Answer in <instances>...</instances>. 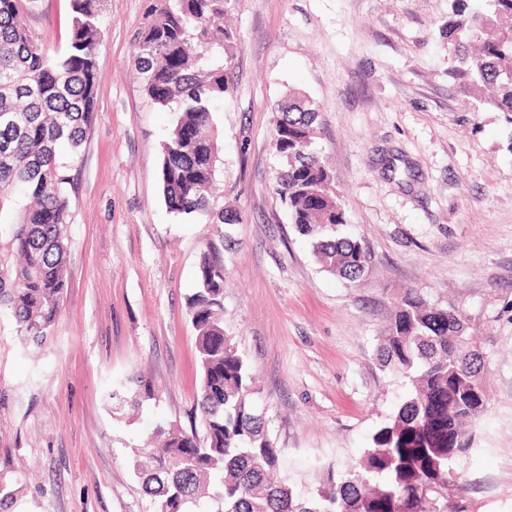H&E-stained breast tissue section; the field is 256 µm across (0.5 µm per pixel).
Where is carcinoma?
<instances>
[{"label":"carcinoma","mask_w":512,"mask_h":512,"mask_svg":"<svg viewBox=\"0 0 512 512\" xmlns=\"http://www.w3.org/2000/svg\"><path fill=\"white\" fill-rule=\"evenodd\" d=\"M27 0H0V224L11 229L22 263L0 272V310L37 346L51 334L68 288L67 163L62 142L78 148L94 123L96 48L103 36V0H70L65 50L51 55L26 24ZM232 0H152L133 46L145 94L160 107L177 105L163 144L160 180L170 212L202 214L234 224L213 194L219 169L213 112L229 89L224 29ZM468 10L455 0L448 21L454 75L483 85L487 102L512 123V0H483ZM273 149L274 189L317 262L350 282L368 268L365 246L336 237L347 223L323 158L312 148L318 108L290 93L279 104ZM224 264L201 256L198 285L188 298L200 367L197 396L204 435L158 426L160 448H137L132 465L154 512H459L448 491L452 461L471 447L465 426L488 406L487 356L468 335V318L409 289L394 304L380 349L381 366L408 387L393 422L343 470L326 469L316 495L298 494L280 470V450L252 406L244 356L224 334Z\"/></svg>","instance_id":"obj_1"}]
</instances>
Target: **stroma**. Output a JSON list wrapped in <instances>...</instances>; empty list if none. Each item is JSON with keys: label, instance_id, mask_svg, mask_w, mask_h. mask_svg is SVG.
<instances>
[{"label": "stroma", "instance_id": "35a3bbf8", "mask_svg": "<svg viewBox=\"0 0 512 512\" xmlns=\"http://www.w3.org/2000/svg\"><path fill=\"white\" fill-rule=\"evenodd\" d=\"M150 0H106L97 116L70 158L69 287L48 340L25 344L0 313V483L10 512H153L132 451L156 424L203 430L187 298L202 253L223 263L224 331L255 378L281 470L308 492L354 463L404 396L376 360L407 289L455 305L489 357L490 407L456 458L462 512H512V124L450 73L454 0H233L231 81L213 115L218 189L236 224L164 202L162 144L176 115L145 95L132 38ZM29 29L63 49L69 0H32ZM319 110L315 146L346 204L339 235L369 266L322 271L273 188L274 108ZM149 377L154 399L115 409L113 387Z\"/></svg>", "mask_w": 512, "mask_h": 512}]
</instances>
